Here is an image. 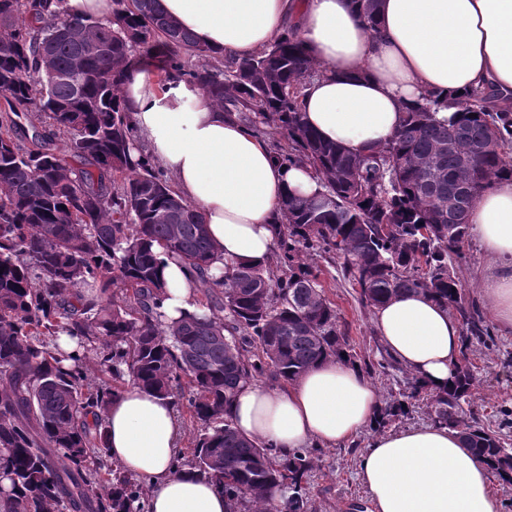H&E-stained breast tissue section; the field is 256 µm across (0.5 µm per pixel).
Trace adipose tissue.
Wrapping results in <instances>:
<instances>
[{
    "label": "adipose tissue",
    "mask_w": 512,
    "mask_h": 512,
    "mask_svg": "<svg viewBox=\"0 0 512 512\" xmlns=\"http://www.w3.org/2000/svg\"><path fill=\"white\" fill-rule=\"evenodd\" d=\"M167 15L212 56L248 57L296 32L319 65L302 100L306 125L354 154L383 146L406 106L424 92L495 90L512 103V0H379L368 31L352 0H161ZM122 94L130 119L173 181L176 195L202 214L215 254L262 262L274 245L283 199L322 192L303 165L287 167L268 141L225 116L184 81L159 84L144 64L130 67ZM469 222L495 265L480 294L494 322L512 333V179L475 199ZM167 320L196 311L187 269L166 261ZM374 326L390 355L435 387L444 386L461 349L448 308L421 291L376 308ZM379 396L344 360L311 367L293 384L244 385L230 407L236 427L280 456L312 444L333 448L372 422ZM109 455L149 489V512H225L224 494L197 472L170 463L182 427L171 399L131 387L104 411ZM372 512H502L493 476L458 431L432 424L375 434L358 471Z\"/></svg>",
    "instance_id": "obj_1"
}]
</instances>
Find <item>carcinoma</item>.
I'll return each mask as SVG.
<instances>
[{
    "label": "carcinoma",
    "mask_w": 512,
    "mask_h": 512,
    "mask_svg": "<svg viewBox=\"0 0 512 512\" xmlns=\"http://www.w3.org/2000/svg\"><path fill=\"white\" fill-rule=\"evenodd\" d=\"M355 6L374 28L378 0ZM133 59L162 85L195 84L256 132H279L287 144L272 143L278 161L306 163L323 181V192L283 202L268 260L215 266L202 216L136 147L120 95ZM318 73L289 32L249 58L214 61L159 0H113L108 24L48 0H0V96L11 111L0 120V512H145L141 480L109 462L101 417L130 386L187 401L200 430L191 456L172 467L212 479L228 512H308L316 449L280 459L235 428L230 406L244 383H291L318 362L351 359L312 265L327 254L342 260L366 305L422 290L462 328L448 386L409 378L373 429L423 395L432 423L459 431L494 479L512 485V445L470 411L477 377L467 350L496 340L454 272L475 197L512 178V113L474 91L442 122L447 102L425 94L388 143L357 156L303 121L304 90ZM21 116L38 121L28 139ZM162 255L202 292L200 312L169 324ZM60 335L77 349L49 346ZM92 358L103 375L96 384Z\"/></svg>",
    "instance_id": "carcinoma-1"
}]
</instances>
